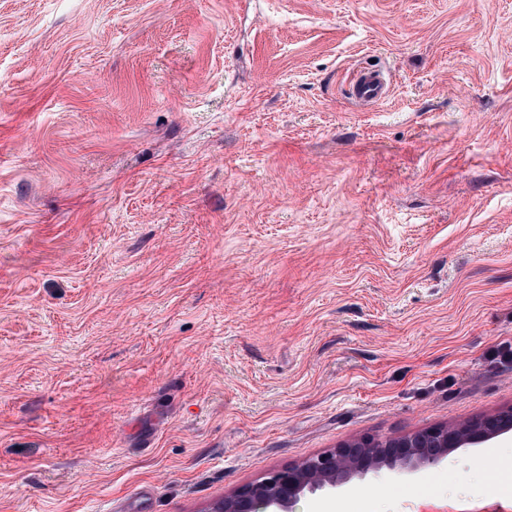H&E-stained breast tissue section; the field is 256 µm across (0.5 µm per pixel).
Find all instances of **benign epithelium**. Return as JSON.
Returning <instances> with one entry per match:
<instances>
[{"label":"benign epithelium","instance_id":"benign-epithelium-1","mask_svg":"<svg viewBox=\"0 0 512 512\" xmlns=\"http://www.w3.org/2000/svg\"><path fill=\"white\" fill-rule=\"evenodd\" d=\"M512 428V412H498L481 419L426 429L383 444L363 438L328 451L295 467L272 473L224 498L216 512H290L299 496L326 485L346 481L377 469L376 460L387 457L404 467L434 464L461 443L480 442Z\"/></svg>","mask_w":512,"mask_h":512}]
</instances>
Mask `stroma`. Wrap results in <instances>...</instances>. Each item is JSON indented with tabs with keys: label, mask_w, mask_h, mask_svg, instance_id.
<instances>
[{
	"label": "stroma",
	"mask_w": 512,
	"mask_h": 512,
	"mask_svg": "<svg viewBox=\"0 0 512 512\" xmlns=\"http://www.w3.org/2000/svg\"><path fill=\"white\" fill-rule=\"evenodd\" d=\"M506 340L512 0H0V512H210L512 407ZM477 484L512 432L292 512ZM389 91V82L384 73L361 70L350 81L348 93L360 105H371L383 101Z\"/></svg>",
	"instance_id": "stroma-1"
}]
</instances>
